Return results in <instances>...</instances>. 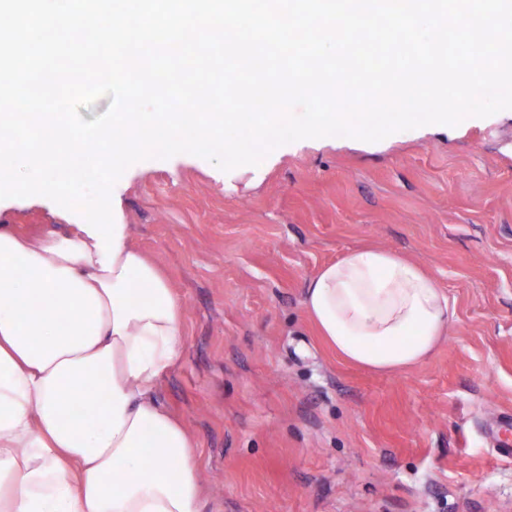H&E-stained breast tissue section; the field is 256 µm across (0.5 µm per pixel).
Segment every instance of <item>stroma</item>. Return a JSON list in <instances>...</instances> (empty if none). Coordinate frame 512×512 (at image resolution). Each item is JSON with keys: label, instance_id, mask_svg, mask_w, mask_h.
<instances>
[{"label": "stroma", "instance_id": "stroma-1", "mask_svg": "<svg viewBox=\"0 0 512 512\" xmlns=\"http://www.w3.org/2000/svg\"><path fill=\"white\" fill-rule=\"evenodd\" d=\"M252 173L188 153L131 165L112 195L184 310L159 400L196 442L202 512H512V109L377 142L281 145ZM83 216L0 199L34 232ZM375 246L421 265L452 318L392 374L350 365L307 281Z\"/></svg>", "mask_w": 512, "mask_h": 512}]
</instances>
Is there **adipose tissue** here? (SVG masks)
Returning <instances> with one entry per match:
<instances>
[{
	"label": "adipose tissue",
	"instance_id": "adipose-tissue-1",
	"mask_svg": "<svg viewBox=\"0 0 512 512\" xmlns=\"http://www.w3.org/2000/svg\"><path fill=\"white\" fill-rule=\"evenodd\" d=\"M108 201L75 231L0 225V512H202L194 442L157 397L182 305ZM305 308L344 361L424 362L451 313L419 264L358 248L307 282Z\"/></svg>",
	"mask_w": 512,
	"mask_h": 512
}]
</instances>
